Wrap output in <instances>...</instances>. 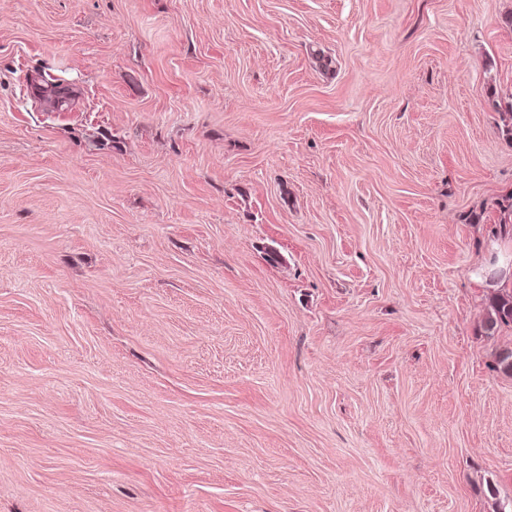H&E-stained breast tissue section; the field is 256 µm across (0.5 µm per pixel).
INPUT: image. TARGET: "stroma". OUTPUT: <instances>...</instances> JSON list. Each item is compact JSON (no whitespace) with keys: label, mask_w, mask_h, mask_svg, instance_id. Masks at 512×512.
Segmentation results:
<instances>
[{"label":"stroma","mask_w":512,"mask_h":512,"mask_svg":"<svg viewBox=\"0 0 512 512\" xmlns=\"http://www.w3.org/2000/svg\"><path fill=\"white\" fill-rule=\"evenodd\" d=\"M512 0H0V512H512ZM486 336H495L502 328H512V289L503 288L492 298L484 317Z\"/></svg>","instance_id":"35a3bbf8"}]
</instances>
